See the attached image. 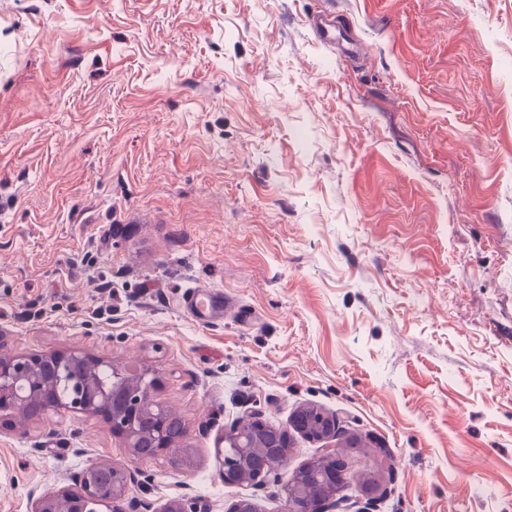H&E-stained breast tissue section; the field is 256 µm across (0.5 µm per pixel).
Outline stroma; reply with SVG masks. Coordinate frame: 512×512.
Instances as JSON below:
<instances>
[{
	"label": "stroma",
	"mask_w": 512,
	"mask_h": 512,
	"mask_svg": "<svg viewBox=\"0 0 512 512\" xmlns=\"http://www.w3.org/2000/svg\"><path fill=\"white\" fill-rule=\"evenodd\" d=\"M70 350L155 371L191 464L6 416L0 512L98 461L283 512L218 450L303 407L358 440L347 512H512V0H0V353ZM331 17L319 11H312L309 21L310 25L320 42L335 45L336 44V20L328 19ZM183 307L195 322L210 323L224 316V293L210 288H193L183 299Z\"/></svg>",
	"instance_id": "obj_1"
}]
</instances>
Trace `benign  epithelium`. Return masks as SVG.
Listing matches in <instances>:
<instances>
[{
  "instance_id": "benign-epithelium-1",
  "label": "benign epithelium",
  "mask_w": 512,
  "mask_h": 512,
  "mask_svg": "<svg viewBox=\"0 0 512 512\" xmlns=\"http://www.w3.org/2000/svg\"><path fill=\"white\" fill-rule=\"evenodd\" d=\"M53 365L55 375L63 378L74 369L83 375L82 390L84 402L71 407L62 398H57L49 407L62 409L74 414H97L112 428L113 435L122 439L129 448L131 456L142 458L139 448L141 436L137 430L138 418L149 412L160 414L168 412L166 406L154 398L158 380L154 373L147 371L133 379L122 372H114L111 386L102 385L96 375L101 366L111 363L97 357L71 351L65 353H41L21 356H0V416L24 412L27 404L26 388L39 379V367L42 363ZM305 410L297 411L292 422L307 438L321 443L322 456L290 477L282 472L280 452L274 447L267 449L270 463L261 470L252 468L253 449L263 447L259 431L264 423L258 414L242 427H237L224 437L226 447L220 475L224 484L234 486L252 483L259 487L270 484L279 487L286 503L285 512H297L292 507L299 496L303 478L309 473H319L326 480L340 484L344 482V464L336 463L339 456L338 440L339 422L336 416L322 412L311 426L304 420ZM154 454L167 455L174 464H179L183 449L171 443L164 428H158L153 437ZM137 482V473L130 468H116L107 462H98L76 473L72 485L62 487L49 494H41L35 500L34 512H87L90 506L100 507V512H120L117 506L126 495L129 485ZM341 506V499L336 495L310 504L302 512H335ZM131 512H187L183 503L169 502L156 507L150 501L140 499L134 502Z\"/></svg>"
}]
</instances>
